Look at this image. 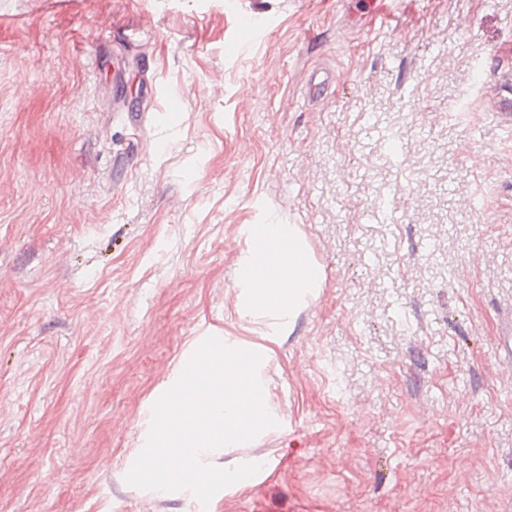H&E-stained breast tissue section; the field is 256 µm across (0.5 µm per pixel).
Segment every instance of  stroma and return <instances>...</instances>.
Masks as SVG:
<instances>
[{
  "label": "stroma",
  "instance_id": "stroma-1",
  "mask_svg": "<svg viewBox=\"0 0 512 512\" xmlns=\"http://www.w3.org/2000/svg\"><path fill=\"white\" fill-rule=\"evenodd\" d=\"M270 218L325 274L272 340L234 288ZM511 318L512 0H0V512H512ZM217 334L282 427L212 464L265 472L127 485Z\"/></svg>",
  "mask_w": 512,
  "mask_h": 512
}]
</instances>
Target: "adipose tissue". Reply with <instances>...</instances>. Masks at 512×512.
Listing matches in <instances>:
<instances>
[{
  "label": "adipose tissue",
  "instance_id": "obj_1",
  "mask_svg": "<svg viewBox=\"0 0 512 512\" xmlns=\"http://www.w3.org/2000/svg\"><path fill=\"white\" fill-rule=\"evenodd\" d=\"M248 253L235 283L239 310L271 317L277 331L290 329L301 306L324 282V270L297 225H250Z\"/></svg>",
  "mask_w": 512,
  "mask_h": 512
}]
</instances>
